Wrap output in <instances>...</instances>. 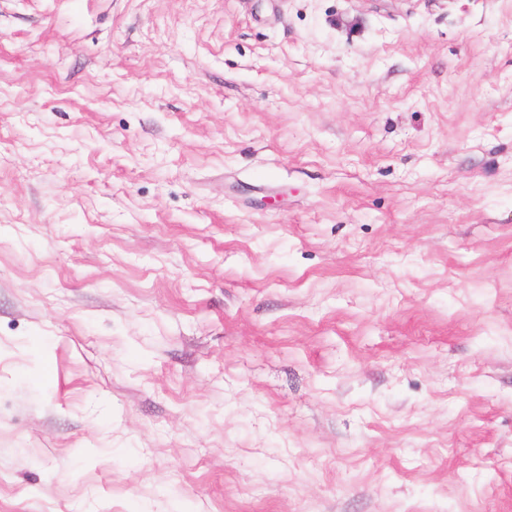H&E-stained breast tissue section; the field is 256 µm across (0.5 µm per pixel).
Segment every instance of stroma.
Segmentation results:
<instances>
[{
    "label": "stroma",
    "instance_id": "obj_1",
    "mask_svg": "<svg viewBox=\"0 0 512 512\" xmlns=\"http://www.w3.org/2000/svg\"><path fill=\"white\" fill-rule=\"evenodd\" d=\"M0 512H512V0H0Z\"/></svg>",
    "mask_w": 512,
    "mask_h": 512
}]
</instances>
